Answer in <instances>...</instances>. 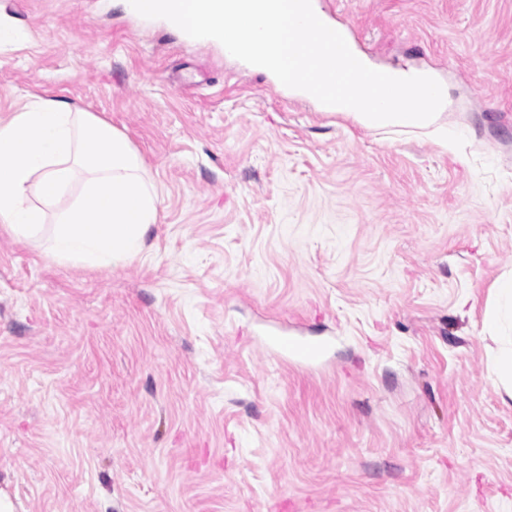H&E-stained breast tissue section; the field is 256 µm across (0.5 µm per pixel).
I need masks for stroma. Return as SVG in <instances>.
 I'll use <instances>...</instances> for the list:
<instances>
[{
    "label": "stroma",
    "instance_id": "obj_1",
    "mask_svg": "<svg viewBox=\"0 0 512 512\" xmlns=\"http://www.w3.org/2000/svg\"><path fill=\"white\" fill-rule=\"evenodd\" d=\"M428 128H367L120 0H0V120L112 123L160 206L123 266L0 227L13 512H512L485 321L512 274V0H319ZM275 337L321 345L284 359Z\"/></svg>",
    "mask_w": 512,
    "mask_h": 512
}]
</instances>
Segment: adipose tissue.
Masks as SVG:
<instances>
[{
  "mask_svg": "<svg viewBox=\"0 0 512 512\" xmlns=\"http://www.w3.org/2000/svg\"><path fill=\"white\" fill-rule=\"evenodd\" d=\"M66 201L54 224L44 205ZM159 198L127 137L89 112L41 98L0 121V226L24 242L47 239L60 264L131 262L158 220ZM487 328L492 372L512 398V278L497 285Z\"/></svg>",
  "mask_w": 512,
  "mask_h": 512,
  "instance_id": "1",
  "label": "adipose tissue"
}]
</instances>
